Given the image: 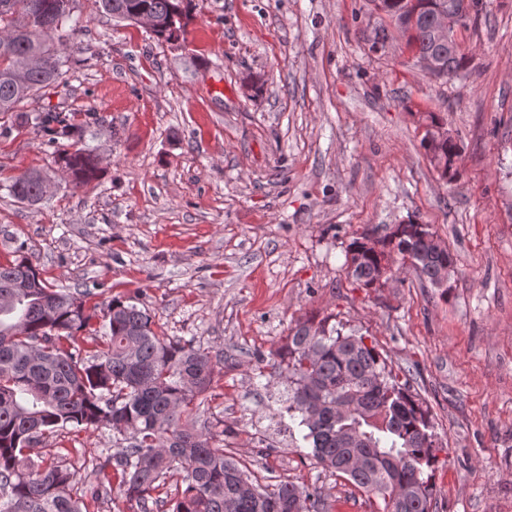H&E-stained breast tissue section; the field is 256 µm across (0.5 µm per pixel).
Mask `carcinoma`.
Instances as JSON below:
<instances>
[{
	"label": "carcinoma",
	"mask_w": 512,
	"mask_h": 512,
	"mask_svg": "<svg viewBox=\"0 0 512 512\" xmlns=\"http://www.w3.org/2000/svg\"><path fill=\"white\" fill-rule=\"evenodd\" d=\"M109 15L138 22L155 20L150 29L160 43L181 40L192 0H98ZM406 37L416 57L439 60L444 78L460 75L468 55L453 40L435 37L434 0H371ZM76 0H0V115L15 114L19 124L54 146L79 140L81 128L55 107L31 114L25 101L57 84L68 60L59 57L54 37L72 18ZM416 13L410 26L401 18ZM421 144L430 160L440 155L441 177L458 176L457 141ZM59 160L75 186L100 179L96 155L87 149L64 152ZM48 177L28 171L6 185L9 195L27 204L48 193ZM351 239L347 271L357 284L371 288L380 277L385 255L410 260L419 276L435 286L450 277L454 258L438 249L428 224H396L376 239ZM0 265V512H82L70 487L74 474L51 463L41 470L28 464L26 451L59 428L77 431L103 425L124 436L127 446L116 462L104 461L86 494L98 500L112 492L119 476L123 501L151 512L159 504L153 492L179 476L170 512H326L322 493L293 482L261 485L239 466L207 427L198 426L197 401L212 386L224 353L212 354L191 340L170 339L153 329L140 292L88 305L94 293L55 288L40 277L23 255ZM101 317L104 347L90 357L77 345L78 334L92 333ZM278 366L288 378L286 412L298 419L304 447L324 468L374 500L376 512H432L431 471L440 451L429 413L407 384L391 383L384 361L364 337L329 334L302 323L292 328L278 351Z\"/></svg>",
	"instance_id": "obj_1"
}]
</instances>
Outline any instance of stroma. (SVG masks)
Instances as JSON below:
<instances>
[{"mask_svg":"<svg viewBox=\"0 0 512 512\" xmlns=\"http://www.w3.org/2000/svg\"><path fill=\"white\" fill-rule=\"evenodd\" d=\"M370 0H194L180 45L77 0L55 47L70 68L41 105L85 128L101 180L76 188L30 128L0 135V264L25 246L48 284L98 300L139 295L166 336L223 350L201 407L260 483L320 488L328 512H371L300 449L275 352L312 321L364 337L429 412L443 449L433 512H512V0L458 37L460 77L424 74L403 39L369 49ZM462 148L440 178L421 146L428 113ZM49 196L6 189L28 169ZM431 225L456 263L447 283L411 265L364 288L353 237ZM122 445L111 428L56 430L28 451L85 487Z\"/></svg>","mask_w":512,"mask_h":512,"instance_id":"obj_1","label":"stroma"}]
</instances>
